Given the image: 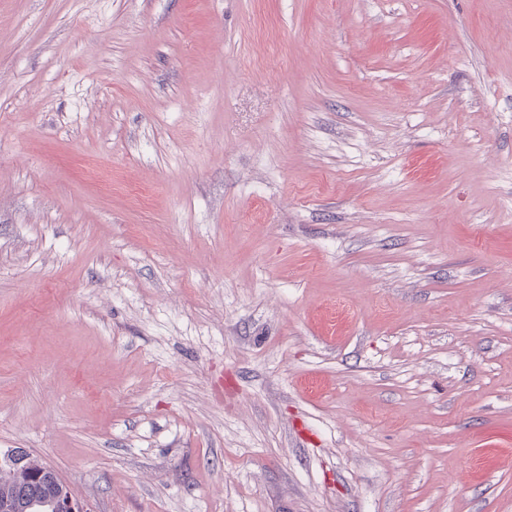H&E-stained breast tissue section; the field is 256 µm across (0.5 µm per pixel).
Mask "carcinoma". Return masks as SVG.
<instances>
[{"label":"carcinoma","mask_w":512,"mask_h":512,"mask_svg":"<svg viewBox=\"0 0 512 512\" xmlns=\"http://www.w3.org/2000/svg\"><path fill=\"white\" fill-rule=\"evenodd\" d=\"M14 461L15 474L0 482V499L23 505L28 512H52L56 494L53 479L43 472V464L30 454L18 452Z\"/></svg>","instance_id":"1"}]
</instances>
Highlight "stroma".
I'll return each instance as SVG.
<instances>
[{
    "instance_id": "obj_1",
    "label": "stroma",
    "mask_w": 512,
    "mask_h": 512,
    "mask_svg": "<svg viewBox=\"0 0 512 512\" xmlns=\"http://www.w3.org/2000/svg\"><path fill=\"white\" fill-rule=\"evenodd\" d=\"M94 512H512V0H0V450Z\"/></svg>"
}]
</instances>
